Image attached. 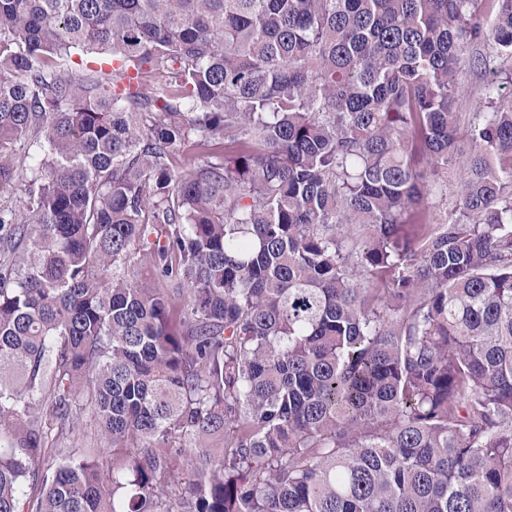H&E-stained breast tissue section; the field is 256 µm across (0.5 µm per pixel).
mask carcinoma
I'll return each instance as SVG.
<instances>
[{"mask_svg": "<svg viewBox=\"0 0 512 512\" xmlns=\"http://www.w3.org/2000/svg\"><path fill=\"white\" fill-rule=\"evenodd\" d=\"M465 60L512 81V0H0V512H512V97L463 118ZM85 409L107 456H42Z\"/></svg>", "mask_w": 512, "mask_h": 512, "instance_id": "obj_1", "label": "carcinoma"}]
</instances>
